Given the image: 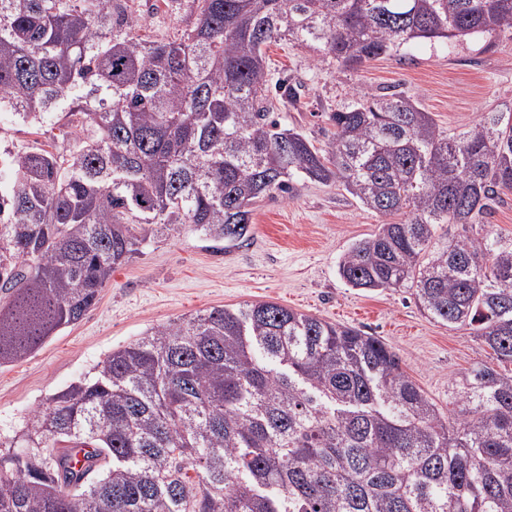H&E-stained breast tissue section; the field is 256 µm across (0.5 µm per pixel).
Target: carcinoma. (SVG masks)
Returning <instances> with one entry per match:
<instances>
[{"label":"carcinoma","instance_id":"cac0c4a2","mask_svg":"<svg viewBox=\"0 0 512 512\" xmlns=\"http://www.w3.org/2000/svg\"><path fill=\"white\" fill-rule=\"evenodd\" d=\"M195 2L189 29L149 40L128 0H0V115L73 134L0 150V365L77 323L137 230L230 248L298 178L383 218L339 263L350 287L404 288L512 363V235L474 231L512 191V107L454 137L400 92L358 97L317 147L273 118L270 92L300 91L265 65L281 40L344 72L512 37V0ZM459 386L445 412L377 336L273 302L201 310L31 413L0 453V512H512V375L477 364Z\"/></svg>","mask_w":512,"mask_h":512}]
</instances>
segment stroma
I'll return each mask as SVG.
<instances>
[{
	"mask_svg": "<svg viewBox=\"0 0 512 512\" xmlns=\"http://www.w3.org/2000/svg\"><path fill=\"white\" fill-rule=\"evenodd\" d=\"M135 32L161 39L195 20L192 0H129ZM274 75L300 82L296 104L275 102V116L322 145L327 113L363 95L400 92L431 112L441 130L468 131L480 113L512 105V38L474 36L446 45L418 43L400 55L340 72L331 60L283 41L267 50ZM0 144L14 150L69 146L67 128L7 125ZM382 219L333 185L300 181L293 195L263 201L253 215L249 244L216 252L193 227L148 238L117 267L96 304L21 361L0 366V438L10 439L47 397L92 375L113 349L147 329L201 309L269 301L380 337L403 369L439 406L464 369L495 364L467 325L425 316L404 291H364L338 275L343 254L374 234Z\"/></svg>",
	"mask_w": 512,
	"mask_h": 512,
	"instance_id": "35a3bbf8",
	"label": "stroma"
}]
</instances>
